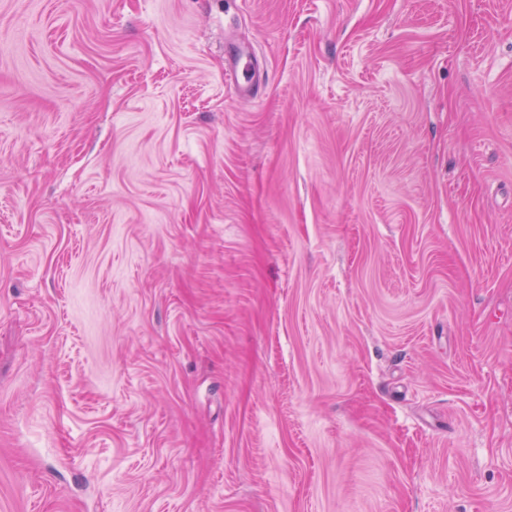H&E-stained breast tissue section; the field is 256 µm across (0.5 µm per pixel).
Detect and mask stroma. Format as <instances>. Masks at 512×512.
Returning a JSON list of instances; mask_svg holds the SVG:
<instances>
[{"mask_svg":"<svg viewBox=\"0 0 512 512\" xmlns=\"http://www.w3.org/2000/svg\"><path fill=\"white\" fill-rule=\"evenodd\" d=\"M0 512H512V0H0ZM224 72L230 78L238 99L256 101L261 97L266 84L264 65L234 35L224 38Z\"/></svg>","mask_w":512,"mask_h":512,"instance_id":"obj_1","label":"stroma"}]
</instances>
